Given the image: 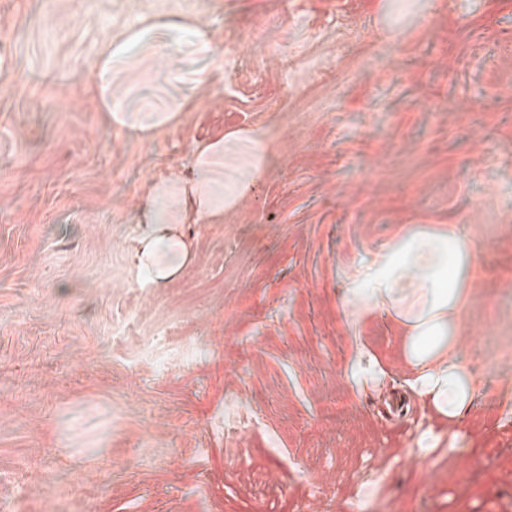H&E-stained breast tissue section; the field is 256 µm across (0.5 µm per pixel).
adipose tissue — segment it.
Listing matches in <instances>:
<instances>
[{
	"mask_svg": "<svg viewBox=\"0 0 512 512\" xmlns=\"http://www.w3.org/2000/svg\"><path fill=\"white\" fill-rule=\"evenodd\" d=\"M163 44L171 52L191 46L197 73H205L213 51L211 36L194 24L163 19L132 31L121 42L105 40L95 62L103 119L126 129L129 136L149 138L172 125L175 113L129 112L112 97V82L136 51ZM247 170L224 172V139L197 142L185 168L154 179L135 217L137 233L128 260L134 283L141 288L166 286L190 263L186 224H218L225 211L249 190L264 169L262 131L243 134ZM467 227L415 229L380 249L352 272L351 301L361 312L390 316L405 328L402 355L410 372L405 384L418 397L431 400L440 415L456 419L473 399V384L452 349L466 287V271L477 260Z\"/></svg>",
	"mask_w": 512,
	"mask_h": 512,
	"instance_id": "obj_1",
	"label": "adipose tissue"
}]
</instances>
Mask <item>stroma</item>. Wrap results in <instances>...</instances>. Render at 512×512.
<instances>
[{"mask_svg": "<svg viewBox=\"0 0 512 512\" xmlns=\"http://www.w3.org/2000/svg\"><path fill=\"white\" fill-rule=\"evenodd\" d=\"M394 2L0 0V512H512V0ZM162 15L213 55L201 80L188 49L129 66L130 108L193 85L139 140L103 121L94 54ZM252 129L262 179L185 225L178 279L136 287L145 186L217 134L243 168ZM451 224L480 253L453 337L473 403L385 432L404 330L358 315L349 276ZM361 342L383 385L354 380Z\"/></svg>", "mask_w": 512, "mask_h": 512, "instance_id": "stroma-1", "label": "stroma"}]
</instances>
